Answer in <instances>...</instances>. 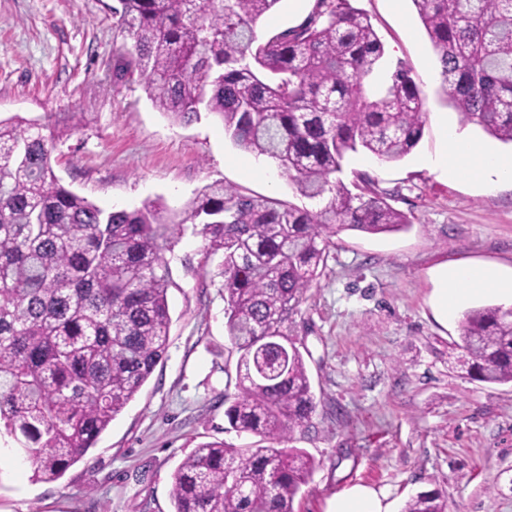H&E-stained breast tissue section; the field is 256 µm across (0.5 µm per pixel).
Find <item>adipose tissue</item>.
Wrapping results in <instances>:
<instances>
[{
    "label": "adipose tissue",
    "mask_w": 512,
    "mask_h": 512,
    "mask_svg": "<svg viewBox=\"0 0 512 512\" xmlns=\"http://www.w3.org/2000/svg\"><path fill=\"white\" fill-rule=\"evenodd\" d=\"M425 164L448 178L468 180L492 188L503 182L512 183V155L505 156L471 140L465 131L444 126L441 150L426 159ZM438 303L441 312L457 313L473 294L492 292L512 301V275L486 267L474 269L466 265L441 267Z\"/></svg>",
    "instance_id": "ef3b65f1"
}]
</instances>
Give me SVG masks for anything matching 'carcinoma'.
Listing matches in <instances>:
<instances>
[{"mask_svg":"<svg viewBox=\"0 0 512 512\" xmlns=\"http://www.w3.org/2000/svg\"><path fill=\"white\" fill-rule=\"evenodd\" d=\"M115 34L132 50L153 106L178 122L205 108L240 149L277 162L314 209L203 187L176 221L159 200L106 212L64 186L55 143L33 120H0V431L35 482L82 460L166 354L172 318L165 257L193 225L223 253L225 332L238 354L230 428L267 442L199 446L172 477L173 512H293L315 461L293 446L315 396L287 325L321 275L328 234L410 227L363 175L339 177L349 152L396 162L424 134L423 100L349 0H315L299 25L266 41L259 21L280 0H118ZM437 54L445 102L464 123L512 144V0H412ZM461 368L512 385V307L461 320ZM436 491L403 512H446Z\"/></svg>","mask_w":512,"mask_h":512,"instance_id":"carcinoma-1","label":"carcinoma"}]
</instances>
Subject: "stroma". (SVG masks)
I'll use <instances>...</instances> for the list:
<instances>
[{"label":"stroma","instance_id":"obj_1","mask_svg":"<svg viewBox=\"0 0 512 512\" xmlns=\"http://www.w3.org/2000/svg\"><path fill=\"white\" fill-rule=\"evenodd\" d=\"M118 0H0V120H49L61 183L102 210L161 199L179 213L204 186L308 201L278 167L252 168L209 112L172 121L137 76H118ZM368 15L386 55L404 63L424 100V135L399 162L348 153L341 178L368 174L408 229L330 237L326 265L288 332L304 356L317 404L296 447L316 463L294 512H328L353 486L388 512L439 490L447 512H512V386L471 379L458 316L441 315L434 272L445 264L512 273V185L488 191L422 160L441 148V119L458 123L441 95V67L412 0H350ZM313 0H280L259 40L301 23ZM172 318L164 359L94 448L61 479L31 481L15 443L0 438V512H172V474L194 448L253 443L229 430L224 396L238 355L224 328L219 256L185 234L168 253Z\"/></svg>","mask_w":512,"mask_h":512}]
</instances>
